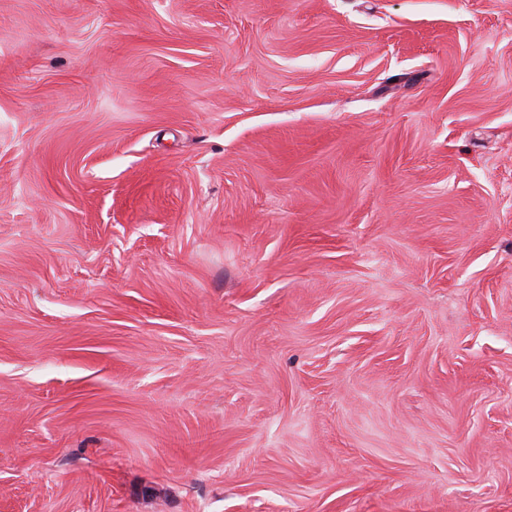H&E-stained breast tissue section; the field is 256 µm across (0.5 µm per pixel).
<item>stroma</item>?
<instances>
[{"mask_svg": "<svg viewBox=\"0 0 512 512\" xmlns=\"http://www.w3.org/2000/svg\"><path fill=\"white\" fill-rule=\"evenodd\" d=\"M0 512H512V0H0Z\"/></svg>", "mask_w": 512, "mask_h": 512, "instance_id": "1", "label": "stroma"}]
</instances>
